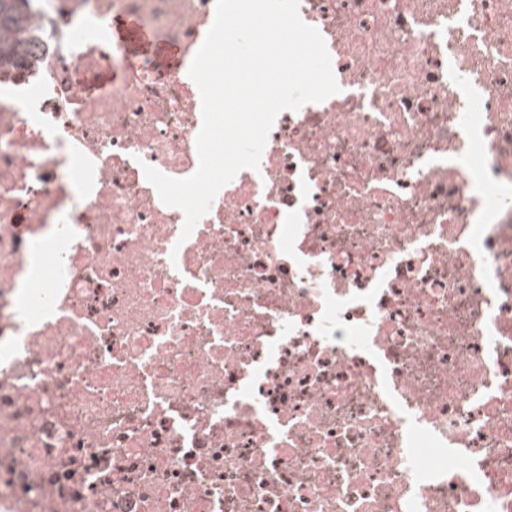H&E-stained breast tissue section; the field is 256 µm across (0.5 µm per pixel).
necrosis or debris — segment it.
<instances>
[{"label": "necrosis or debris", "mask_w": 512, "mask_h": 512, "mask_svg": "<svg viewBox=\"0 0 512 512\" xmlns=\"http://www.w3.org/2000/svg\"><path fill=\"white\" fill-rule=\"evenodd\" d=\"M215 7L0 68V512H512V0H300L340 91L184 239ZM111 34L114 39L119 41L132 35V47L135 54L154 53L167 59H173L177 55V50L174 47L165 44L159 37L150 32L138 30L135 22L131 19L112 25Z\"/></svg>", "instance_id": "obj_1"}]
</instances>
